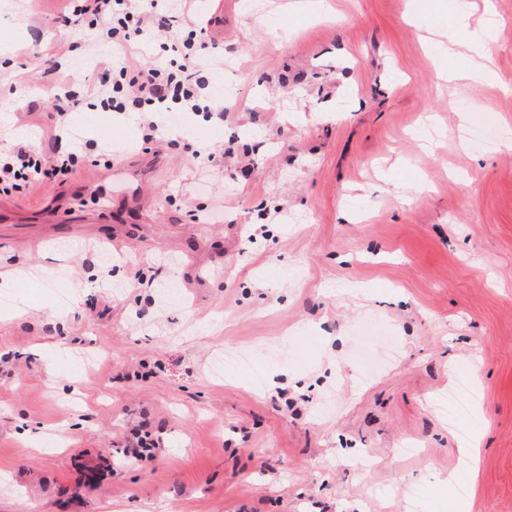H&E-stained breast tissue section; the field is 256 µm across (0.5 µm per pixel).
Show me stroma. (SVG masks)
<instances>
[{"label": "stroma", "instance_id": "obj_1", "mask_svg": "<svg viewBox=\"0 0 512 512\" xmlns=\"http://www.w3.org/2000/svg\"><path fill=\"white\" fill-rule=\"evenodd\" d=\"M66 5L0 0L1 157L66 151L55 62L99 77ZM187 8L223 118L146 145L73 110L84 162L0 195V512H512V0H471L478 80L452 0ZM117 162L148 168L122 195ZM142 422L160 446L130 463Z\"/></svg>", "mask_w": 512, "mask_h": 512}]
</instances>
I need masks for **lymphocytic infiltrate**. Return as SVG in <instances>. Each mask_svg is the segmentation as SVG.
<instances>
[{
    "label": "lymphocytic infiltrate",
    "instance_id": "lymphocytic-infiltrate-1",
    "mask_svg": "<svg viewBox=\"0 0 512 512\" xmlns=\"http://www.w3.org/2000/svg\"><path fill=\"white\" fill-rule=\"evenodd\" d=\"M72 15L94 13L106 24L105 43L110 57L99 85L79 88L62 83L58 96L55 142L69 140L68 115L78 107L104 112H135L143 130L144 142H151L159 129L157 118L164 112H223V101L207 92L206 82L198 69L205 55L181 53L163 67L142 66L133 62L130 48L145 38L172 32L180 22L178 16H161L158 8L142 13L136 23H129L126 0H93L92 5L68 0ZM77 151L71 150L50 157L36 155L18 148L12 157L0 160V193L28 189L68 177L79 163Z\"/></svg>",
    "mask_w": 512,
    "mask_h": 512
}]
</instances>
